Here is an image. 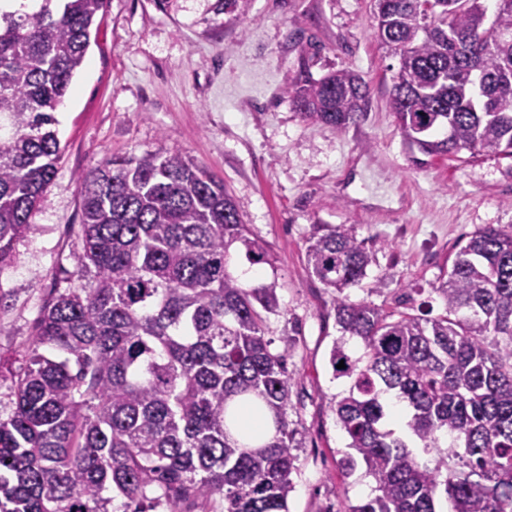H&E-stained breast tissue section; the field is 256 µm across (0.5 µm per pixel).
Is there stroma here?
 I'll list each match as a JSON object with an SVG mask.
<instances>
[{
	"instance_id": "stroma-1",
	"label": "stroma",
	"mask_w": 512,
	"mask_h": 512,
	"mask_svg": "<svg viewBox=\"0 0 512 512\" xmlns=\"http://www.w3.org/2000/svg\"><path fill=\"white\" fill-rule=\"evenodd\" d=\"M216 0H107L85 63L58 108L57 173L32 216L36 234L0 267V355L22 350L54 289L66 287L81 222L78 173L111 156L182 152L235 199L272 264L281 312L266 334L287 349L299 473L289 512H345L372 479L343 477L347 439L329 408L347 387L330 352L340 332L332 295L307 270L316 224H352L379 244L352 299L393 306L404 289L438 313L431 286L477 230L512 225V158L416 161L389 106L396 57L373 34V0H251L247 18ZM341 68L370 87L371 108L346 130L305 120L286 90Z\"/></svg>"
}]
</instances>
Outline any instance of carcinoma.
<instances>
[{
	"mask_svg": "<svg viewBox=\"0 0 512 512\" xmlns=\"http://www.w3.org/2000/svg\"><path fill=\"white\" fill-rule=\"evenodd\" d=\"M106 0H0V266L21 239L61 155L56 109L85 62ZM374 35L395 43L390 109L428 156L512 157V0H375ZM251 0H217L247 16ZM286 95L302 117L343 130L370 91L350 69L306 76ZM78 288L57 290L16 361L0 412V512H185L219 499L224 512H288L297 471L288 410V350L265 336L279 284L250 286L254 266L232 196L181 152L110 157L77 176ZM308 272L332 290L341 336L330 355L348 388L330 399L370 495L347 512H512V228L474 232L432 288L442 311L354 300L376 262L352 224L313 225ZM358 353L349 354L351 340ZM344 362V368L336 365ZM412 413L388 427L384 396ZM272 416L256 445L234 403ZM434 454L422 465L408 440ZM118 502L117 510L112 503Z\"/></svg>",
	"mask_w": 512,
	"mask_h": 512,
	"instance_id": "carcinoma-1",
	"label": "carcinoma"
}]
</instances>
